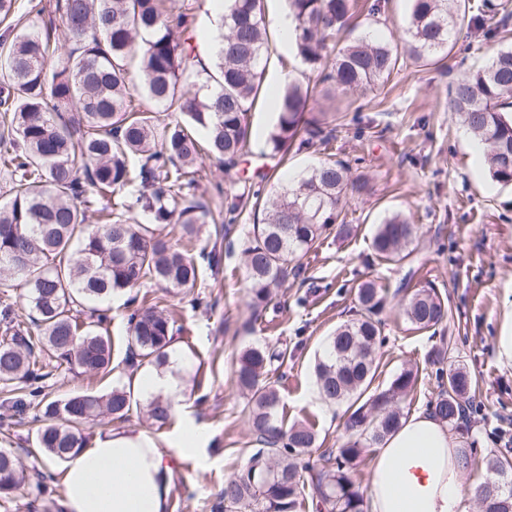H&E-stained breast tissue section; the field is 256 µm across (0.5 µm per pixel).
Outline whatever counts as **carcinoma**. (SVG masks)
Instances as JSON below:
<instances>
[{
    "instance_id": "1",
    "label": "carcinoma",
    "mask_w": 512,
    "mask_h": 512,
    "mask_svg": "<svg viewBox=\"0 0 512 512\" xmlns=\"http://www.w3.org/2000/svg\"><path fill=\"white\" fill-rule=\"evenodd\" d=\"M263 0H224L217 28L216 72L206 74V92L180 83L187 63L196 57L194 16L162 8L164 0H57L65 28L45 34L27 29L0 41V163L8 169L10 199L0 203V274L21 282L30 307L25 321L16 316L10 296L0 298V388L10 398L8 424L23 422L28 411L40 423L37 444L63 462L83 447L81 430L109 416L128 418L140 406L131 388L115 386L107 394H78L48 401L43 391V360L54 368L101 374L112 372L115 343L109 334L112 297L155 285L164 291L193 288L201 263L214 268L222 256L202 246L196 253L176 249L156 233L159 224L181 223L189 239L198 226L215 224L229 233L237 221L242 195L225 194L228 224L196 200L197 164L213 158L228 168L251 153L249 116L263 92V57L268 35ZM295 20L296 57L320 75L330 89L344 95L379 96L402 55L437 65L462 32L504 39L512 31L499 27L491 0H409L404 51L373 33L339 46L357 7L371 16L385 12L388 0H286ZM74 48L59 53V44ZM139 85L128 82L131 67ZM145 99L149 106L135 102ZM512 47H502L475 72L459 77L448 89V106L458 113L474 140L482 144L489 174L512 184ZM277 121L269 132L266 158L279 166L291 148L303 151L318 143L332 148L329 123L311 89L288 83L277 93ZM178 112L181 120H166ZM369 191L339 160L321 163L298 179L278 187L265 199L262 219L252 225L243 262L252 305L265 309L292 271L295 257L308 252L327 232H349L347 198ZM92 212L95 224L87 223ZM415 229L396 214L384 220L372 242L376 258L386 264L408 257L404 247ZM357 317L327 337L324 355L314 364V382L330 404L358 401L372 385L382 343L379 313L387 291L372 281L357 287ZM140 301L127 320L122 340L129 366L160 368L169 364L174 320L163 297ZM418 331L441 325L452 315L447 300L426 282L404 309ZM286 352L266 344L245 348L236 362V384L248 398L250 429L255 437L246 465L224 481L222 512H293L308 495L328 512H362L363 498L353 473L365 448L394 431L401 403L413 391L417 373L406 369L387 389L374 393L348 412L340 448L326 449L320 463L298 460L317 447L310 424H285L280 413L279 380ZM453 348L445 338L428 353L436 366L438 392L426 408L454 426L460 411L474 404L476 381L465 366L448 364ZM148 416L165 424L170 401H145ZM465 451L466 467L485 462L493 479L478 490L492 512H512V461L491 450L477 459ZM0 484L7 495L23 479L13 452L0 448Z\"/></svg>"
}]
</instances>
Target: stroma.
<instances>
[{"mask_svg":"<svg viewBox=\"0 0 512 512\" xmlns=\"http://www.w3.org/2000/svg\"><path fill=\"white\" fill-rule=\"evenodd\" d=\"M497 48V42L476 36L469 50L452 52L446 68L408 63L393 76L380 102L369 94L348 99L333 95L293 51L270 46L264 87L280 88L291 81L313 87L322 111L335 119L332 147L288 153L276 175L259 178L260 156L267 151V134L277 119L272 105L259 101L249 117L252 158L229 172L215 160H204L200 200L219 212L225 194L242 193L246 178L267 194L333 157L347 161L353 175L365 176L370 191L346 207L351 235H329L315 250L297 256L295 275L274 296L270 309L254 310L248 295L241 254L250 230L245 219L219 240L223 259L219 267L203 269V291L186 288L166 294L175 321L174 341L189 364L183 377L184 408L162 425L141 407L128 421L87 425L84 436L90 440L115 431H142L166 448L184 426L202 429L207 442L173 459L168 512H215L225 480L248 460L254 439L235 370L239 353L249 345L288 350L282 367L287 422L312 420L322 447L341 445L346 407L320 399L312 382L313 364L326 336L353 317L357 286L366 280L388 292L380 315L386 341L378 351L374 387L388 388L401 370L416 371L417 386L402 410L422 408L437 390L426 356L436 336H444L480 385L481 409L470 413L471 433L461 437L462 447L496 449L512 440V368L499 361L495 343L512 313V186L490 178L485 161L475 156L470 134L448 108L449 81L486 65ZM358 113L370 118L369 127L357 128L353 117ZM395 212L414 225L416 236L408 246L407 265L388 268L375 260L372 240L382 220ZM412 268L417 280L432 282L452 307V319L437 332L414 330L404 315L406 295L400 286ZM199 294L207 307H195ZM113 361L114 370L104 377L52 370L44 391L52 400L110 392L135 375L121 356ZM0 448L10 449L26 471L44 466L35 424L0 427Z\"/></svg>","mask_w":512,"mask_h":512,"instance_id":"1","label":"stroma"}]
</instances>
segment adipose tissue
<instances>
[{
	"instance_id": "obj_1",
	"label": "adipose tissue",
	"mask_w": 512,
	"mask_h": 512,
	"mask_svg": "<svg viewBox=\"0 0 512 512\" xmlns=\"http://www.w3.org/2000/svg\"><path fill=\"white\" fill-rule=\"evenodd\" d=\"M185 364L174 357L169 370L142 372L133 385L144 395H163L181 404ZM191 442L162 448L146 433L115 432L62 466L65 512H167L172 454L204 443L193 429ZM464 450L429 410L401 418L376 447L365 494L366 512H473L475 488L463 483Z\"/></svg>"
}]
</instances>
